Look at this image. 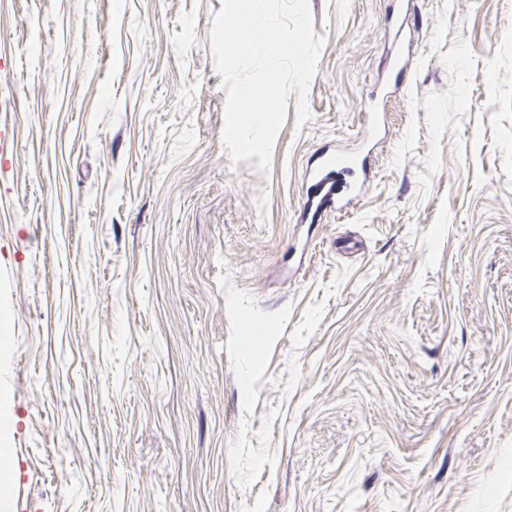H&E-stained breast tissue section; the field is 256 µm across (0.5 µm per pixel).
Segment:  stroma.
Here are the masks:
<instances>
[{"label": "stroma", "mask_w": 512, "mask_h": 512, "mask_svg": "<svg viewBox=\"0 0 512 512\" xmlns=\"http://www.w3.org/2000/svg\"><path fill=\"white\" fill-rule=\"evenodd\" d=\"M309 4L263 173L221 0H0V502L512 512V0ZM346 162V156L335 150H327L317 157L316 164L311 171V187L314 193L320 196V199L326 198V201L331 204H334L335 201L336 204L342 201L337 198L335 199L334 189L329 175L334 172L336 168L343 167ZM325 189L326 191L324 192Z\"/></svg>", "instance_id": "obj_1"}]
</instances>
